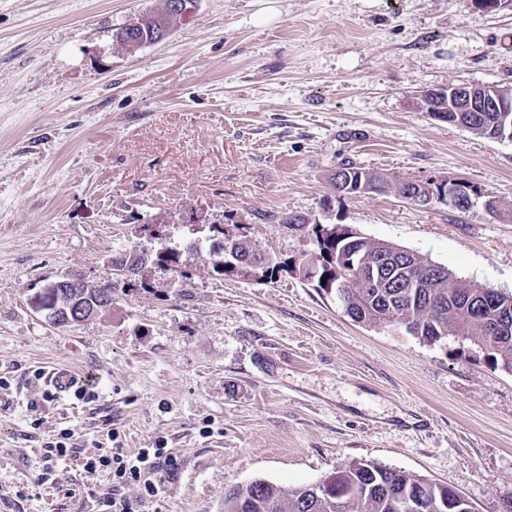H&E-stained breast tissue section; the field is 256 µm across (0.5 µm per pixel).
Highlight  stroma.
<instances>
[{
	"mask_svg": "<svg viewBox=\"0 0 512 512\" xmlns=\"http://www.w3.org/2000/svg\"><path fill=\"white\" fill-rule=\"evenodd\" d=\"M163 3L0 0V512H97L113 497L134 512H224L231 486L293 489L356 460L501 512L512 373L459 336L354 322L292 270L215 275L186 246L220 224L298 259L315 248L309 225L343 224L512 293V217L330 183L349 160L458 178L512 209V142L413 107L451 84L512 87V0H196L163 41L115 46ZM162 239L187 278L147 266L69 327L32 309L49 282L105 283L116 252ZM59 364L95 399L44 401L39 374ZM64 428L70 455L45 465ZM111 429L123 454L161 441L173 457L152 500L85 471Z\"/></svg>",
	"mask_w": 512,
	"mask_h": 512,
	"instance_id": "1",
	"label": "stroma"
}]
</instances>
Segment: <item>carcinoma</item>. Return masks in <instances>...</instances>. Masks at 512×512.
<instances>
[{"label": "carcinoma", "mask_w": 512, "mask_h": 512, "mask_svg": "<svg viewBox=\"0 0 512 512\" xmlns=\"http://www.w3.org/2000/svg\"><path fill=\"white\" fill-rule=\"evenodd\" d=\"M189 3L191 0H165L161 11H148L121 27L114 34L113 42L122 48L129 41L141 45L158 41L178 25L183 18L181 6ZM471 132L486 139H496L500 133L499 113H479L471 122ZM311 235L316 242L315 254L321 268L315 287L323 291L334 290L336 285L325 287L321 276L336 278L335 262L332 261L336 246L328 234L319 233L316 224L311 227ZM208 243L212 271L222 276L233 273L225 263L229 259V241L224 237L222 225L211 227ZM156 258L166 263L177 276L188 277L180 251L163 246ZM253 259V269L269 279L275 271L288 266L286 261L266 266L263 264L264 254L256 250ZM120 287H125V281L116 277L102 285L61 287L55 313L91 304L102 309L112 304V293ZM474 292L473 282L458 277L449 269L434 287L425 288L422 294L412 298L404 296L400 288H376L354 277L348 280V287L341 289L344 301L357 311L362 324L376 325L385 316L390 324L410 320L419 330L417 338L424 342L440 341L452 335L477 344L484 340L482 320L512 313V295L469 309L465 298ZM489 360L494 367L512 372V334L497 338L489 352ZM339 485L341 492L332 495L311 485L285 490L270 482L255 480L243 490L232 486L225 491L224 512H431L429 505L434 501L445 503L442 512H474L471 502L460 492L420 475L372 461H355L339 469Z\"/></svg>", "instance_id": "carcinoma-1"}]
</instances>
